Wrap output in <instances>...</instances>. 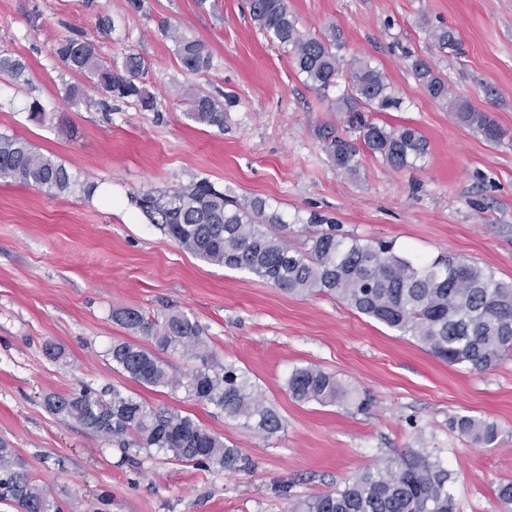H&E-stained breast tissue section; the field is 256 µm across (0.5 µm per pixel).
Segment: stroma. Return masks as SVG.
I'll list each match as a JSON object with an SVG mask.
<instances>
[{
  "label": "stroma",
  "mask_w": 512,
  "mask_h": 512,
  "mask_svg": "<svg viewBox=\"0 0 512 512\" xmlns=\"http://www.w3.org/2000/svg\"><path fill=\"white\" fill-rule=\"evenodd\" d=\"M302 30L336 28L340 54L384 71L400 106L378 124L416 127L429 143L415 167L395 170L360 150L355 171L329 159L323 131L344 132L336 100L348 76L321 92L290 54L251 22L245 0H0V51L22 58L28 79L0 75V134L65 164L62 192L0 180V441L61 512H286L288 497L333 489L413 450L452 475L459 512H497L512 481V356L477 372L433 357L415 339L328 295L298 297L244 271L208 264L136 208L134 196L202 179L239 198L259 197L301 244L311 214L361 241L391 240L410 257H463L512 281V0H288ZM110 17L109 28L98 25ZM445 26L457 50L438 51ZM204 42L208 71L183 69L169 30ZM92 41L105 61L144 62L140 84L157 109L102 96L66 98L81 75L53 53L65 38ZM420 58L452 93L504 131L487 142L429 101L411 69ZM198 88L235 104L223 128L187 115ZM39 102L41 121L28 108ZM69 126L66 137L60 126ZM118 307L160 318L182 312L206 329L217 361L255 383L283 428L266 437L226 420L185 390L146 388L112 367L113 340L153 341L112 320ZM61 347L53 359L47 345ZM335 374L371 399L366 411L300 402L298 367ZM113 387L157 409L191 416L251 461L230 473L169 459L160 448L121 449L50 414L47 395ZM496 424V443L473 442L449 420Z\"/></svg>",
  "instance_id": "stroma-1"
}]
</instances>
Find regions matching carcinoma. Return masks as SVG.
I'll return each mask as SVG.
<instances>
[{"label": "carcinoma", "mask_w": 512, "mask_h": 512, "mask_svg": "<svg viewBox=\"0 0 512 512\" xmlns=\"http://www.w3.org/2000/svg\"><path fill=\"white\" fill-rule=\"evenodd\" d=\"M250 20L269 40L292 54L299 74L319 90L337 85L350 73L348 91L339 100L348 114L350 140L333 135L326 151L336 167L352 172L358 161L357 144L377 154L394 169L411 166L428 154L426 138L409 126L386 127L369 121L367 112H383L399 105L386 74L377 67L338 54L340 35L332 27L321 35L301 30L287 0H246ZM441 51L456 45L443 27L428 30ZM183 68L201 73L211 67L207 46L196 39L172 34ZM54 54L73 73L106 97L130 100L143 111L156 109L155 97L136 79L141 58L125 57L122 66L99 58L89 41L61 40ZM411 68L428 99L445 105L460 124L497 144L503 132L486 113L456 98L447 78L424 60ZM25 62L0 54V73L15 81L25 78ZM187 116L196 124L224 129L225 104L200 89L187 92ZM0 179L47 190H66L71 182L67 167L40 153L28 142L0 134ZM136 206L179 246L206 263L246 270L291 295H330L386 327L410 336L427 351L450 365L483 372L512 353V283L461 259L414 260L397 254L391 241L360 243L339 233L305 229L300 246L273 231L286 228L283 218L267 212L260 198L242 200L200 180L155 194L135 197ZM112 319L127 330L154 339L163 350L179 352L196 363L183 378L171 375L169 366L152 351L124 340L112 341L108 356L112 366L133 381L151 387L183 388L200 402L224 413V418L272 436L282 428L278 414L265 405L255 383L233 364L219 365L205 340L204 327L194 318L176 312L152 319L134 308H117ZM288 391L301 402L343 403L363 410L368 400L336 376L317 367L296 368L288 377ZM46 410L74 421L121 448H161L180 463L208 468L218 465L228 472L246 467L240 449L188 415L155 409L115 388L100 391L85 387L67 395H49ZM451 427L474 442L491 445L496 425L461 416ZM14 449L0 444V502L18 512H60L49 495L25 473ZM500 512H512V481L496 491ZM288 512H457L448 469L425 451H411L362 472L342 487L310 494L288 504Z\"/></svg>", "instance_id": "obj_1"}]
</instances>
